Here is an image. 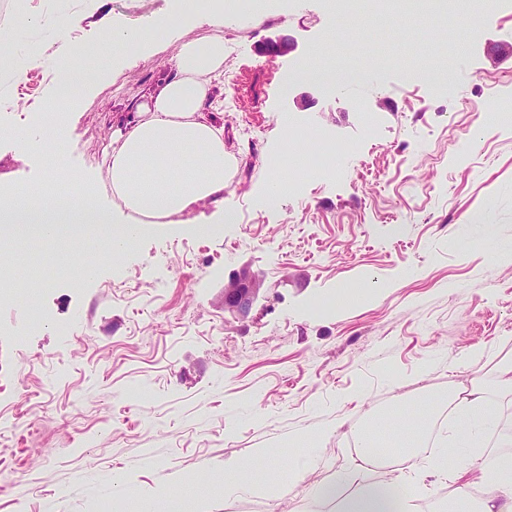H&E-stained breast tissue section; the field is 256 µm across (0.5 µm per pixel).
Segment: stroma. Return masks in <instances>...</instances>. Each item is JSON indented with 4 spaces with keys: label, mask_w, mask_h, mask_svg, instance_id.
Listing matches in <instances>:
<instances>
[{
    "label": "stroma",
    "mask_w": 512,
    "mask_h": 512,
    "mask_svg": "<svg viewBox=\"0 0 512 512\" xmlns=\"http://www.w3.org/2000/svg\"><path fill=\"white\" fill-rule=\"evenodd\" d=\"M402 26L377 16L330 17L327 0L224 30L233 49L216 94L224 145L233 156L224 210L231 224L201 225L207 205L182 214L179 234L155 225L119 260H85L38 297L44 323L29 318L26 289L0 308V512H129L112 493L124 474L157 512H307L308 492L339 472L371 479L351 436L321 443L319 463L299 483L288 465L245 471L224 494V462L255 449L287 453L299 433H319L342 415L413 416L429 405L436 437L454 417L448 396L486 391L494 426L485 448L512 438V394L496 367L512 358V8L477 35L457 28L467 0ZM85 0H0V26L18 14H76ZM172 0H106L113 20L149 23ZM289 51L271 55L272 42ZM40 48L12 80L0 59V187L36 185L55 148L21 155L11 135L38 128V103L55 90L47 59L51 29L24 32ZM177 44L166 41L116 82L102 80L111 54L86 57L92 93L64 103L65 169L112 205L100 160L128 99L164 74ZM355 68L368 82L338 91L304 81L302 67ZM310 134L306 148L341 144L332 172L291 171L277 210L259 193L285 150L280 115ZM264 278L250 310H224V284ZM360 290L357 300L348 291ZM262 482L267 494L253 493Z\"/></svg>",
    "instance_id": "35a3bbf8"
}]
</instances>
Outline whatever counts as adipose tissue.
Masks as SVG:
<instances>
[{"label":"adipose tissue","instance_id":"adipose-tissue-1","mask_svg":"<svg viewBox=\"0 0 512 512\" xmlns=\"http://www.w3.org/2000/svg\"><path fill=\"white\" fill-rule=\"evenodd\" d=\"M102 5V0H88L82 13L54 21L61 43L53 58L55 96L42 105L46 115H54L60 99L84 88L79 58L108 49L115 60L131 62L142 58L145 50L169 32L162 21L137 27L113 25L110 16L101 15ZM180 12L182 23L203 16L218 28L244 16H261L256 0H212L204 10L193 0H184ZM87 21L100 28L99 41L65 40L68 28ZM224 61L223 36L200 40L181 35L170 74L151 87L143 100L128 104V120L113 133L103 159L119 201L118 210L109 214L85 205V186L76 179L68 182L72 203L66 208H36L29 201L32 187H21L14 191L13 205L0 209V234L37 233L51 238L67 224H95L110 241L114 256L119 257L140 238L145 225L164 223L175 214L223 196L233 166V157L224 146V126L214 118L220 110L215 90L222 82ZM450 401L459 418L449 427L443 447L430 450L394 448L378 455L371 450L375 436L386 433L422 438L425 422L421 419L395 423L390 414L382 413L365 424L347 416L337 420V428L358 436L360 461L383 468L384 474L358 484L347 496L334 501L336 512H421L419 496L394 502L386 498L384 490L412 484L422 458L427 459L437 479L460 484V493L451 501L452 512H512V451L487 454L479 445L492 424L484 389L474 386L456 392ZM471 486L483 487L480 502L467 495Z\"/></svg>","mask_w":512,"mask_h":512}]
</instances>
